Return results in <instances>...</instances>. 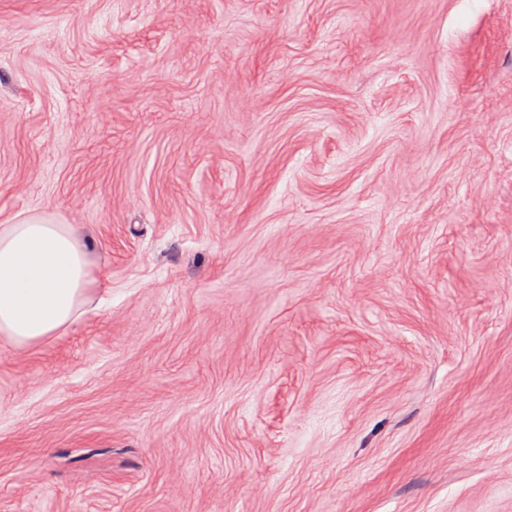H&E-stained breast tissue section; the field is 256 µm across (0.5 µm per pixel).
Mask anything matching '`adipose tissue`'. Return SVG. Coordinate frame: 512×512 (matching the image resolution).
Listing matches in <instances>:
<instances>
[{"label":"adipose tissue","mask_w":512,"mask_h":512,"mask_svg":"<svg viewBox=\"0 0 512 512\" xmlns=\"http://www.w3.org/2000/svg\"><path fill=\"white\" fill-rule=\"evenodd\" d=\"M92 284L67 225L38 217L0 225V338L31 347L58 335L85 313Z\"/></svg>","instance_id":"ef3b65f1"}]
</instances>
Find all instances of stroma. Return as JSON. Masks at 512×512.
I'll return each instance as SVG.
<instances>
[{"mask_svg":"<svg viewBox=\"0 0 512 512\" xmlns=\"http://www.w3.org/2000/svg\"><path fill=\"white\" fill-rule=\"evenodd\" d=\"M0 512H512V0H0ZM67 224L38 217L0 225V338L31 347L86 312L94 288Z\"/></svg>","mask_w":512,"mask_h":512,"instance_id":"obj_1","label":"stroma"}]
</instances>
